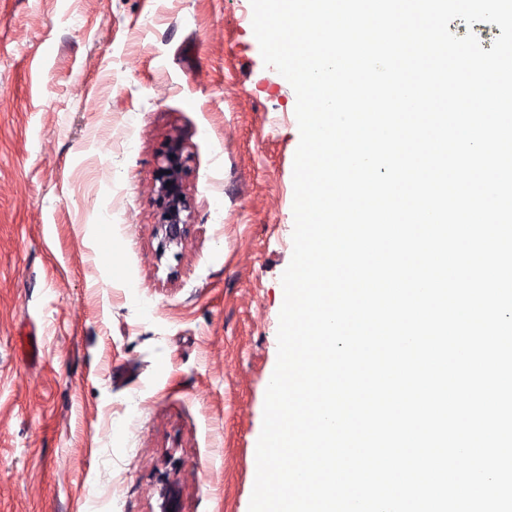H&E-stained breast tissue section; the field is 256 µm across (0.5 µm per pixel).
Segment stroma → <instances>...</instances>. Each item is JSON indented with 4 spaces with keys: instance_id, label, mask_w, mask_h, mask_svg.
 <instances>
[{
    "instance_id": "obj_1",
    "label": "stroma",
    "mask_w": 512,
    "mask_h": 512,
    "mask_svg": "<svg viewBox=\"0 0 512 512\" xmlns=\"http://www.w3.org/2000/svg\"><path fill=\"white\" fill-rule=\"evenodd\" d=\"M252 17L0 0V512H158L164 471L181 512H248L299 143ZM174 136L193 209L161 254Z\"/></svg>"
}]
</instances>
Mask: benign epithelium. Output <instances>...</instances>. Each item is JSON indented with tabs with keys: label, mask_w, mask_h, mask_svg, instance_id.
I'll use <instances>...</instances> for the list:
<instances>
[{
	"label": "benign epithelium",
	"mask_w": 512,
	"mask_h": 512,
	"mask_svg": "<svg viewBox=\"0 0 512 512\" xmlns=\"http://www.w3.org/2000/svg\"><path fill=\"white\" fill-rule=\"evenodd\" d=\"M186 167L183 141L178 137L169 139L159 154L155 174V235L161 254L181 244L188 231L192 200L184 185ZM161 498V512H180L179 493L173 483L163 484Z\"/></svg>",
	"instance_id": "benign-epithelium-1"
}]
</instances>
